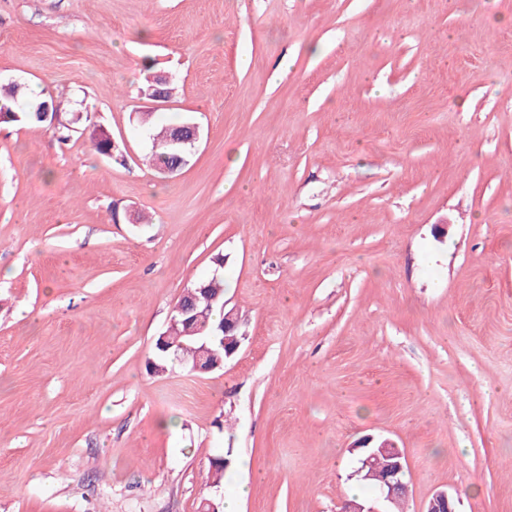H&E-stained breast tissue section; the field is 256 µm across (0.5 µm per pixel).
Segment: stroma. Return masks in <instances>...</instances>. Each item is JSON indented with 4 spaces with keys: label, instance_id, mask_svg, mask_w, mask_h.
Returning a JSON list of instances; mask_svg holds the SVG:
<instances>
[{
    "label": "stroma",
    "instance_id": "1",
    "mask_svg": "<svg viewBox=\"0 0 512 512\" xmlns=\"http://www.w3.org/2000/svg\"><path fill=\"white\" fill-rule=\"evenodd\" d=\"M11 82L89 117L0 123V512H339L368 437L512 512V0H0ZM217 267L239 351L151 373ZM141 126L150 131L153 142L161 145L167 142L181 125L171 126L156 123L152 113L148 112L144 113ZM185 127L188 130V135H179L174 139H170L164 146H166L169 151H177L187 156L188 152L193 153L195 151L196 145L200 140V126L192 122L185 124ZM158 144H153V149L157 150L154 151L152 149L151 161L156 168L166 172L170 159L165 148H159L160 146ZM176 171H178L177 168L168 170L167 172L173 173Z\"/></svg>",
    "mask_w": 512,
    "mask_h": 512
}]
</instances>
